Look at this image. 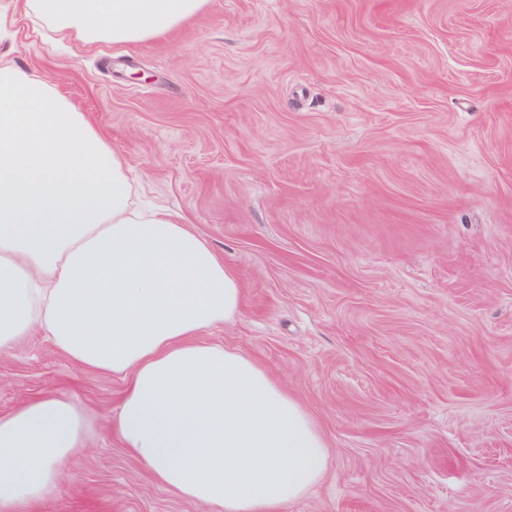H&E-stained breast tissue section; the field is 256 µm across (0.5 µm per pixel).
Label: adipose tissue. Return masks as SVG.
Segmentation results:
<instances>
[{
    "label": "adipose tissue",
    "mask_w": 512,
    "mask_h": 512,
    "mask_svg": "<svg viewBox=\"0 0 512 512\" xmlns=\"http://www.w3.org/2000/svg\"><path fill=\"white\" fill-rule=\"evenodd\" d=\"M209 0H0L86 47L145 42ZM242 286L182 219L146 208L122 154L35 73L0 62V352L32 331L120 377L112 427L155 481L208 512H280L318 482L328 444L253 359L201 340ZM92 424L48 395L0 415V512H44Z\"/></svg>",
    "instance_id": "obj_1"
}]
</instances>
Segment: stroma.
<instances>
[{
	"label": "stroma",
	"mask_w": 512,
	"mask_h": 512,
	"mask_svg": "<svg viewBox=\"0 0 512 512\" xmlns=\"http://www.w3.org/2000/svg\"><path fill=\"white\" fill-rule=\"evenodd\" d=\"M46 78L238 276L204 341L251 356L329 445L282 512H512V0H210L93 49L17 13ZM124 382L41 331L0 353V414L77 398L93 433L47 512H206L113 434Z\"/></svg>",
	"instance_id": "1"
}]
</instances>
